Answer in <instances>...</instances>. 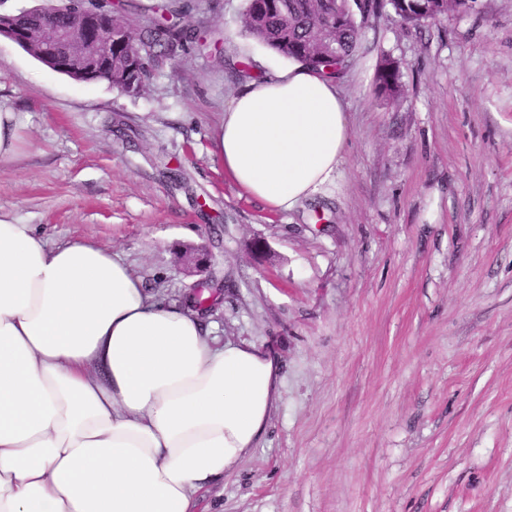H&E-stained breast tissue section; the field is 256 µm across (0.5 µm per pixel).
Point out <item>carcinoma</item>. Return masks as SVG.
<instances>
[{"label": "carcinoma", "instance_id": "1", "mask_svg": "<svg viewBox=\"0 0 512 512\" xmlns=\"http://www.w3.org/2000/svg\"><path fill=\"white\" fill-rule=\"evenodd\" d=\"M394 14L407 25H418L448 13L440 0H387ZM188 4L168 0L166 23L136 27L126 4H109L116 30L112 39V70H102L94 62L85 70L70 72L83 81L105 82L122 93L137 98L147 86L146 70H155L185 49L191 32L180 25ZM241 31L282 56L324 75L341 77L352 63L363 31L349 0H246L240 17ZM321 29L336 38V58L325 57L315 44V31ZM380 91L389 96L400 92L399 71L390 59L377 73Z\"/></svg>", "mask_w": 512, "mask_h": 512}]
</instances>
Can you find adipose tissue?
Returning a JSON list of instances; mask_svg holds the SVG:
<instances>
[{"label": "adipose tissue", "mask_w": 512, "mask_h": 512, "mask_svg": "<svg viewBox=\"0 0 512 512\" xmlns=\"http://www.w3.org/2000/svg\"><path fill=\"white\" fill-rule=\"evenodd\" d=\"M349 138L335 82L301 66L244 86L218 152L252 198L289 211L335 181ZM279 372L116 254L0 219V512H198L254 448Z\"/></svg>", "instance_id": "1"}]
</instances>
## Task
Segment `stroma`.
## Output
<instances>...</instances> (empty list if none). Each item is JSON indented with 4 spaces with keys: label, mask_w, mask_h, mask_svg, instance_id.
<instances>
[{
    "label": "stroma",
    "mask_w": 512,
    "mask_h": 512,
    "mask_svg": "<svg viewBox=\"0 0 512 512\" xmlns=\"http://www.w3.org/2000/svg\"><path fill=\"white\" fill-rule=\"evenodd\" d=\"M245 0H188L199 44L145 93L52 71L0 36V218L116 252L179 303L208 257L220 341L274 350L281 398L202 512H512V0L417 25L363 20L338 81L335 185L274 212L216 143L251 79L295 68L242 33ZM402 93L376 88L383 59ZM19 141V126L14 113L0 111V162L15 155Z\"/></svg>",
    "instance_id": "1"
}]
</instances>
